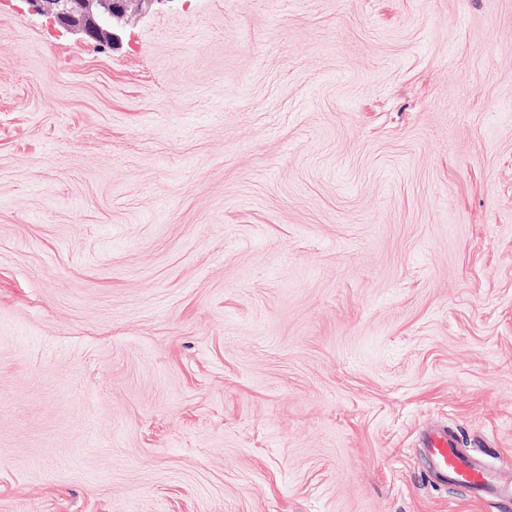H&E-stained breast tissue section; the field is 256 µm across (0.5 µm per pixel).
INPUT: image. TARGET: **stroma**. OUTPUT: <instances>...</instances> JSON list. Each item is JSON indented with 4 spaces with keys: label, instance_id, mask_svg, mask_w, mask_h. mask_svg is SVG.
<instances>
[{
    "label": "stroma",
    "instance_id": "obj_1",
    "mask_svg": "<svg viewBox=\"0 0 512 512\" xmlns=\"http://www.w3.org/2000/svg\"><path fill=\"white\" fill-rule=\"evenodd\" d=\"M0 0V512H495L512 0ZM33 10L49 13L59 25L77 30L94 41L113 39L109 29L132 9L153 0H26ZM464 439L454 428L432 425L421 435L428 477L436 485L468 489L498 512L512 510V471L503 474L479 456L468 454Z\"/></svg>",
    "mask_w": 512,
    "mask_h": 512
}]
</instances>
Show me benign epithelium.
<instances>
[{
  "instance_id": "benign-epithelium-1",
  "label": "benign epithelium",
  "mask_w": 512,
  "mask_h": 512,
  "mask_svg": "<svg viewBox=\"0 0 512 512\" xmlns=\"http://www.w3.org/2000/svg\"><path fill=\"white\" fill-rule=\"evenodd\" d=\"M33 10L49 13L59 25L94 41L114 38L110 28L133 9L153 0H25Z\"/></svg>"
}]
</instances>
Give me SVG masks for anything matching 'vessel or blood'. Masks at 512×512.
Returning a JSON list of instances; mask_svg holds the SVG:
<instances>
[{
  "label": "vessel or blood",
  "mask_w": 512,
  "mask_h": 512,
  "mask_svg": "<svg viewBox=\"0 0 512 512\" xmlns=\"http://www.w3.org/2000/svg\"><path fill=\"white\" fill-rule=\"evenodd\" d=\"M421 448L432 483L468 489L493 504L496 512H512V472L501 473L479 456L467 453L458 430L429 426L421 435Z\"/></svg>",
  "instance_id": "obj_1"
}]
</instances>
